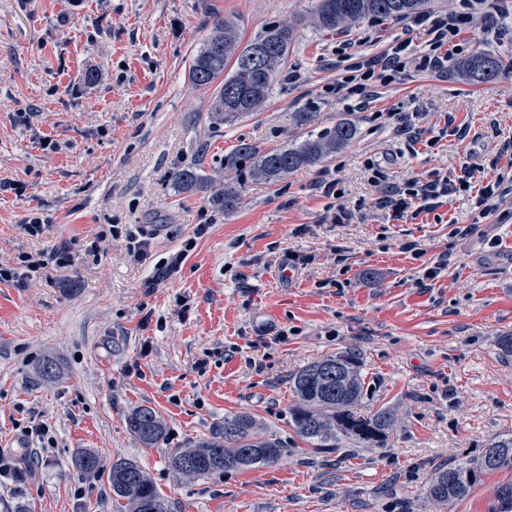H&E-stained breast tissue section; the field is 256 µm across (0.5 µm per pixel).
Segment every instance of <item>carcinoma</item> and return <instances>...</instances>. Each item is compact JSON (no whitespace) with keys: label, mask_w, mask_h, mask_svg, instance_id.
Listing matches in <instances>:
<instances>
[{"label":"carcinoma","mask_w":512,"mask_h":512,"mask_svg":"<svg viewBox=\"0 0 512 512\" xmlns=\"http://www.w3.org/2000/svg\"><path fill=\"white\" fill-rule=\"evenodd\" d=\"M429 0H314L317 26L326 31L351 26L368 18L403 19L424 11ZM293 41L291 26L273 23L246 44L234 26L214 17L210 33L195 55L190 82L198 88L218 84L213 111L226 124L260 111L270 96ZM467 80L478 85L495 80L504 62L491 54L479 53L458 64ZM357 134L350 122H339L332 130L290 147L268 151L244 141L224 155V170L238 180L253 185H269L289 174L313 166L348 144ZM174 183L191 189L210 181L197 163L176 170ZM240 190L227 186L212 197L213 205L226 213L239 204ZM297 402L292 408L293 425L314 448H381L396 425V415L381 408L365 415L357 411L363 393L360 361L353 353L326 356L299 369L292 377ZM129 431L142 443L153 446L166 437L162 419L150 407L141 406L126 417ZM282 446L269 437L262 424L247 413L224 416V426L209 440L188 448H178L169 458L170 468L186 479L247 470L269 465L281 458ZM512 463V433L488 441L481 455L440 468L427 487V497L446 506L466 496L481 475ZM75 467L86 475L104 471L102 460L91 451L75 458ZM112 499L126 501L127 512H171L142 467L127 459L112 462L107 476Z\"/></svg>","instance_id":"carcinoma-1"}]
</instances>
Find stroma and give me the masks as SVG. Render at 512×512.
<instances>
[{"instance_id": "obj_1", "label": "stroma", "mask_w": 512, "mask_h": 512, "mask_svg": "<svg viewBox=\"0 0 512 512\" xmlns=\"http://www.w3.org/2000/svg\"><path fill=\"white\" fill-rule=\"evenodd\" d=\"M311 0H0V264L67 250V268L0 283V450L21 429L49 426L31 474L0 485V512H120L106 476L75 455L142 466L171 512H498L512 465L484 474L446 507L423 489L442 466L479 456L512 433V194L478 219L454 196L416 219L381 205L388 186L433 172L450 179L491 162L512 141V71L474 85L455 63L484 52L512 61V0H479L476 22L454 38V63L372 82L351 98L336 85L354 64L428 35L414 18H372L320 31ZM247 42L269 24L294 27L288 62L262 111L232 124L211 111L214 88L189 80L215 16ZM94 71L95 84L83 76ZM308 113L297 122V113ZM348 121L356 138L324 162L273 186L246 185L230 214L213 187L183 191L172 174L203 159L212 178L246 141L300 143ZM52 141L56 150L43 148ZM336 179L346 223L331 224L317 184ZM37 213L51 227L29 235ZM209 223L202 237L198 224ZM154 237L138 257L113 226ZM472 225L465 237L460 225ZM176 274L159 262L187 239ZM413 241L422 258L402 252ZM302 265L283 276L289 256ZM448 265L417 287L439 256ZM354 352L360 411L393 408L384 448L322 452L296 433L291 376L325 356ZM54 378L39 373L43 360ZM154 409L167 436L141 443L125 418ZM267 425L284 452L272 465L198 480L177 475L170 452L214 436L230 414Z\"/></svg>"}]
</instances>
